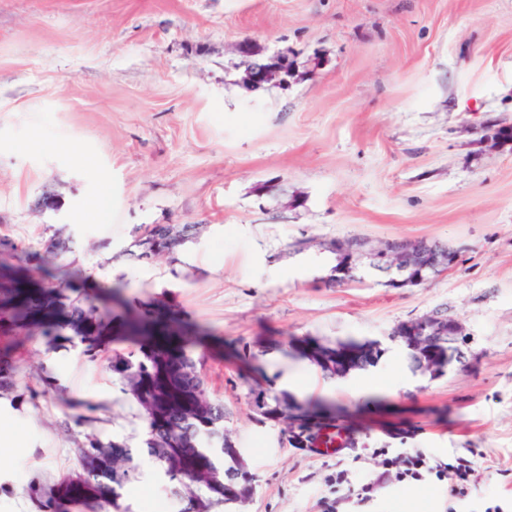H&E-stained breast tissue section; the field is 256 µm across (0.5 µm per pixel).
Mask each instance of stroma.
I'll return each mask as SVG.
<instances>
[{
    "label": "stroma",
    "mask_w": 512,
    "mask_h": 512,
    "mask_svg": "<svg viewBox=\"0 0 512 512\" xmlns=\"http://www.w3.org/2000/svg\"><path fill=\"white\" fill-rule=\"evenodd\" d=\"M249 43L287 53V85L241 82ZM512 0H0V237L55 235L88 287L128 281L113 326L151 309L178 335L209 328L201 368L254 477L231 512H320L344 468L376 448L477 454L475 512H512ZM44 142L41 150L29 143ZM53 194L57 207L40 210ZM198 224L173 255L128 256L135 228ZM428 240L457 252L417 286L376 272L331 284L334 241ZM441 313L470 338L463 364L413 372L397 345L328 378L283 353L294 337L385 340ZM80 345L0 334V512H43L34 489L79 470L95 437L144 445L109 363ZM346 408L354 436L322 457L260 422L246 380ZM89 408L88 420L67 399ZM129 512L180 503L141 457ZM430 481L391 486L376 512H444Z\"/></svg>",
    "instance_id": "stroma-1"
}]
</instances>
